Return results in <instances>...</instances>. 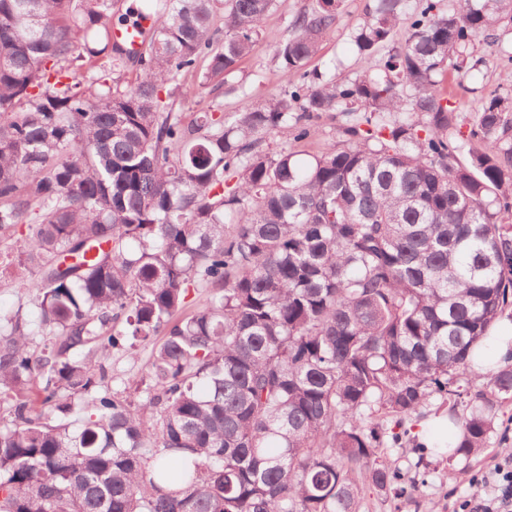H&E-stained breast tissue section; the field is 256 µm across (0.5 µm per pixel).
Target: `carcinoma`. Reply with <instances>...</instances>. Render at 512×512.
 I'll return each mask as SVG.
<instances>
[{
    "instance_id": "obj_1",
    "label": "carcinoma",
    "mask_w": 512,
    "mask_h": 512,
    "mask_svg": "<svg viewBox=\"0 0 512 512\" xmlns=\"http://www.w3.org/2000/svg\"><path fill=\"white\" fill-rule=\"evenodd\" d=\"M274 2L140 0L155 26L132 57L116 0H0V265L37 309L0 312V512H358L364 486L426 483L388 448L512 441V350L475 362L512 319V98L464 125L440 79L512 0H425L397 46L401 0H379L357 79L183 124L181 75L234 71ZM338 7L276 47L288 80ZM332 112L321 154L261 148ZM154 336L135 402L105 359ZM436 404L455 439L427 446L411 430Z\"/></svg>"
}]
</instances>
